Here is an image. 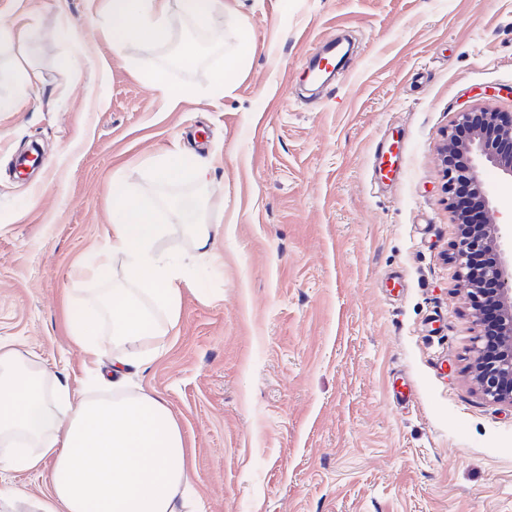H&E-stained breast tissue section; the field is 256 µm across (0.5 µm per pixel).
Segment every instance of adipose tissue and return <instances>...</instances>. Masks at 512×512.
Returning a JSON list of instances; mask_svg holds the SVG:
<instances>
[{
  "mask_svg": "<svg viewBox=\"0 0 512 512\" xmlns=\"http://www.w3.org/2000/svg\"><path fill=\"white\" fill-rule=\"evenodd\" d=\"M112 45L161 46L169 43L182 19L223 37L235 30L238 50L212 75L214 96L231 90L249 56L253 40L243 17L226 0H106ZM223 16V28L212 25ZM111 248L86 263L89 278L106 283L95 301L67 311L72 342L99 357L111 343L108 371L96 374L111 386L106 398L74 395L66 379L30 363L11 343L0 342V474L39 470L52 461L50 486L25 500L0 488V512H189L193 462L181 428L165 398L122 387L132 371H143L163 349L175 326L182 278L156 249L165 225L151 208L131 197L122 180H113ZM193 252L191 261L216 256L222 227L206 223L200 199L173 201ZM122 257V279L114 281L112 260ZM109 335H102V327ZM151 344L155 350L130 361L123 346Z\"/></svg>",
  "mask_w": 512,
  "mask_h": 512,
  "instance_id": "adipose-tissue-1",
  "label": "adipose tissue"
}]
</instances>
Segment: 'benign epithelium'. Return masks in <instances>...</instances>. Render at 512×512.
<instances>
[{
  "label": "benign epithelium",
  "mask_w": 512,
  "mask_h": 512,
  "mask_svg": "<svg viewBox=\"0 0 512 512\" xmlns=\"http://www.w3.org/2000/svg\"><path fill=\"white\" fill-rule=\"evenodd\" d=\"M443 168V190L452 200L454 223L468 229L459 234L449 259L458 269V275L471 300L473 317L481 322L477 309L482 289L476 284L494 285L501 306V336L503 355L490 370L481 361V343L472 349L471 372L480 393L486 399L512 407V266L505 257L506 229L500 222L501 213L490 200L485 185L486 170L497 172L501 181L512 186V114L495 112L489 108H474L457 113L450 130L442 135L436 147ZM464 177L481 204V223H470L466 214L457 208L458 176ZM490 250L493 261L485 265L479 279L472 277V254Z\"/></svg>",
  "instance_id": "7a95c632"
}]
</instances>
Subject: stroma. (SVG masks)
<instances>
[{"label":"stroma","instance_id":"35a3bbf8","mask_svg":"<svg viewBox=\"0 0 512 512\" xmlns=\"http://www.w3.org/2000/svg\"><path fill=\"white\" fill-rule=\"evenodd\" d=\"M253 34L232 91L212 74L237 50L192 22L162 47L114 48L105 0H0L30 28L0 51V339L96 393L66 310L96 299L82 270L104 248L108 187L157 207L158 249L190 250L153 163L207 158L215 262L184 269L165 352L131 376L161 392L194 450L200 512H512V407L469 376L484 328L448 253L457 240L436 153L457 112L512 114V0H228ZM73 33L62 39L61 24ZM345 33L356 52L317 98L304 56ZM198 61L183 67V44ZM35 68L39 89L18 85ZM189 94L172 105L149 75ZM405 147L392 185L378 143ZM45 168L17 178L14 157Z\"/></svg>","mask_w":512,"mask_h":512}]
</instances>
